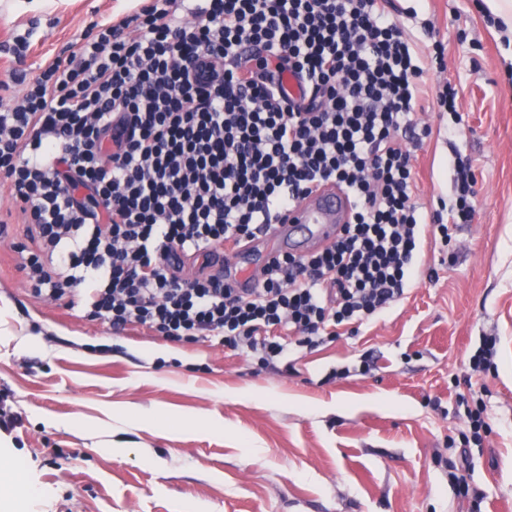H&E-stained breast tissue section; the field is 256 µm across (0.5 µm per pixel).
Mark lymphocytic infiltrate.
Masks as SVG:
<instances>
[{
	"instance_id": "f902f5d3",
	"label": "lymphocytic infiltrate",
	"mask_w": 512,
	"mask_h": 512,
	"mask_svg": "<svg viewBox=\"0 0 512 512\" xmlns=\"http://www.w3.org/2000/svg\"><path fill=\"white\" fill-rule=\"evenodd\" d=\"M205 3L188 17L182 0H141L18 76L19 101L0 97L15 265L34 297L82 303L113 330L284 359L399 301L422 234L445 244L472 223L477 179L459 155L453 198H416L423 70L383 0ZM324 183L354 205L331 246L270 258L252 288L211 271L214 252Z\"/></svg>"
}]
</instances>
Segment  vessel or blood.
Masks as SVG:
<instances>
[{
    "instance_id": "vessel-or-blood-1",
    "label": "vessel or blood",
    "mask_w": 512,
    "mask_h": 512,
    "mask_svg": "<svg viewBox=\"0 0 512 512\" xmlns=\"http://www.w3.org/2000/svg\"><path fill=\"white\" fill-rule=\"evenodd\" d=\"M351 200L340 186L327 183L314 187L277 223L263 226L256 239L279 244L281 250L299 252L309 240L332 244L351 214Z\"/></svg>"
}]
</instances>
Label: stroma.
<instances>
[{"label": "stroma", "instance_id": "1", "mask_svg": "<svg viewBox=\"0 0 512 512\" xmlns=\"http://www.w3.org/2000/svg\"><path fill=\"white\" fill-rule=\"evenodd\" d=\"M482 2L389 7L425 69L416 119L433 132L413 152L416 194L451 198L454 155H466L478 178L473 223L446 245L426 237L421 271L391 309L358 334L293 348L289 364L116 332L33 297L15 267L21 214L0 186V213L12 214L0 235V410L21 417L0 429V467L23 512H512V65ZM130 8L0 0V82ZM436 38L440 65L428 51ZM446 81L463 116L453 144L430 95ZM486 336L497 339L495 365L478 375L466 359ZM473 383L488 431L465 449L457 400ZM151 408L170 423L139 422Z\"/></svg>", "mask_w": 512, "mask_h": 512}]
</instances>
